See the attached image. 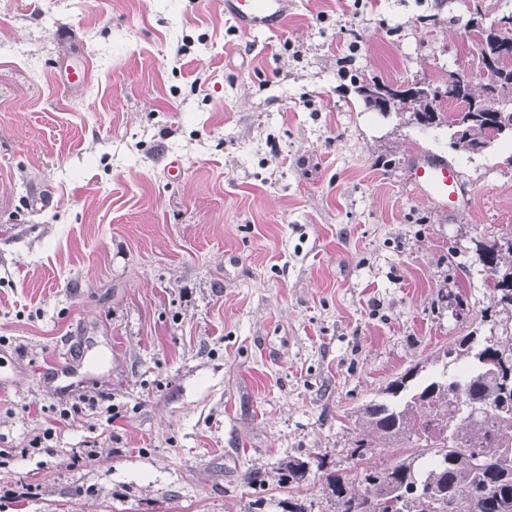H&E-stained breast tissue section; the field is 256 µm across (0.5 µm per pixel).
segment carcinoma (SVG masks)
<instances>
[{
    "label": "carcinoma",
    "mask_w": 512,
    "mask_h": 512,
    "mask_svg": "<svg viewBox=\"0 0 512 512\" xmlns=\"http://www.w3.org/2000/svg\"><path fill=\"white\" fill-rule=\"evenodd\" d=\"M468 28L476 39L481 59H496L487 82L463 84L462 98L468 102L489 96L512 101V55L502 56L499 36L512 39V26L499 32L485 27L479 9H471ZM383 89L382 82L362 84L356 93L365 105ZM408 105L411 121H432L452 130L451 145L471 153L503 138L512 139V112L492 119L483 112H457L449 117L422 91L400 100ZM484 265V285L493 293L494 308H485L483 318L500 311L512 312V237L491 244H477ZM447 363L468 365L461 381L445 375L419 377L415 365L391 380L380 397L356 411L359 435L347 449L357 461L351 473L327 475L326 490L334 501V512H377L380 497L395 492V512H512V333L502 325V335L485 337L468 333L457 337L443 351ZM412 445V453L393 452L387 464L371 462L374 450ZM321 471L325 460L289 458L280 463L282 482L302 485L310 465Z\"/></svg>",
    "instance_id": "obj_1"
}]
</instances>
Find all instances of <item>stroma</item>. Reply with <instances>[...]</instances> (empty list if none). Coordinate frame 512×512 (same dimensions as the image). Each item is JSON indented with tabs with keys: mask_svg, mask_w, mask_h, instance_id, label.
Instances as JSON below:
<instances>
[{
	"mask_svg": "<svg viewBox=\"0 0 512 512\" xmlns=\"http://www.w3.org/2000/svg\"><path fill=\"white\" fill-rule=\"evenodd\" d=\"M468 18L292 0L245 35L224 0H0V512H281L282 460L353 469L358 406L488 335L475 243L512 235V145L453 151L353 84L485 82ZM418 152L466 209L413 192ZM100 393L112 421L31 448ZM410 184L420 198L442 214H454L466 205L458 172L448 159L434 154H417L408 165ZM109 400L103 396H89L80 395L77 400L70 403L69 406L62 408L59 413V418L55 419L56 424L65 423L71 416L72 413H82L83 410H91L94 413H98L99 416L106 418V421H112V404H106Z\"/></svg>",
	"mask_w": 512,
	"mask_h": 512,
	"instance_id": "obj_1",
	"label": "stroma"
}]
</instances>
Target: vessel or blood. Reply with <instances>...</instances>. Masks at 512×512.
<instances>
[{"label": "vessel or blood", "instance_id": "obj_1", "mask_svg": "<svg viewBox=\"0 0 512 512\" xmlns=\"http://www.w3.org/2000/svg\"><path fill=\"white\" fill-rule=\"evenodd\" d=\"M289 0H224L225 13L244 33L279 29L288 16ZM410 184L420 198L445 215L465 206L458 172L447 158L414 155L408 165Z\"/></svg>", "mask_w": 512, "mask_h": 512}]
</instances>
